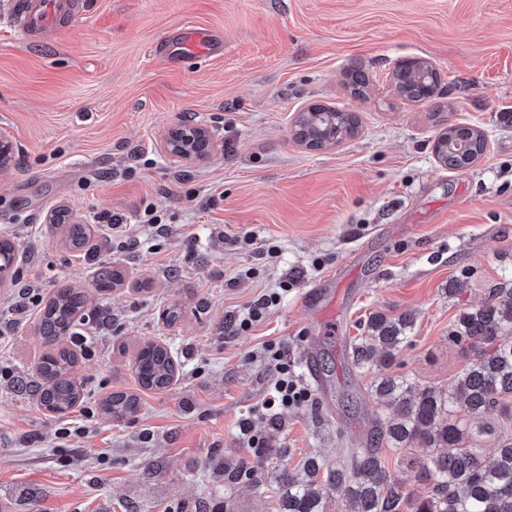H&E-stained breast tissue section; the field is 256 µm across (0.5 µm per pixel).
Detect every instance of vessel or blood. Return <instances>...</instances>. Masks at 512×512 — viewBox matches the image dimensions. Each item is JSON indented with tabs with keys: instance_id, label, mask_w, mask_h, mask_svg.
<instances>
[{
	"instance_id": "vessel-or-blood-1",
	"label": "vessel or blood",
	"mask_w": 512,
	"mask_h": 512,
	"mask_svg": "<svg viewBox=\"0 0 512 512\" xmlns=\"http://www.w3.org/2000/svg\"><path fill=\"white\" fill-rule=\"evenodd\" d=\"M84 9V0H9L8 26L24 38H48L59 26L74 21ZM156 52L172 64L189 63L223 54L224 40L214 29L179 26L160 43Z\"/></svg>"
}]
</instances>
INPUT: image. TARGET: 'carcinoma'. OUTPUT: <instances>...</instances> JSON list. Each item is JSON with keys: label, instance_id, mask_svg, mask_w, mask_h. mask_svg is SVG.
<instances>
[{"label": "carcinoma", "instance_id": "cac0c4a2", "mask_svg": "<svg viewBox=\"0 0 512 512\" xmlns=\"http://www.w3.org/2000/svg\"><path fill=\"white\" fill-rule=\"evenodd\" d=\"M335 123L338 138L354 132V120L345 112L335 113ZM455 137L470 140L469 151L451 165L465 169L483 154L485 140L468 127H448L447 138ZM66 229L70 247L85 246L84 225L68 224ZM120 281V272L110 266L97 270L96 285L102 291L112 290ZM83 305L81 292L61 288L37 327L42 343L51 348L38 368L43 380L40 401L47 409L68 410L80 399V388L71 376L74 354L58 343L77 335L75 317L84 314ZM412 326L407 314L393 319L372 316L368 321L372 336L353 344L352 362L362 373L381 372L374 392L394 407L395 414L378 419L374 435L392 449L427 451L418 477L429 484V494L416 499L404 495L374 449L342 448L341 462L334 467L320 456H310L297 473L282 472L280 512H324L318 485L323 471L330 487L357 479L347 512H512V438L501 442L491 462L470 442L471 434L481 433L491 414H512V282L493 289L484 305L462 313L455 323L451 341L471 352L472 359L446 395L384 373ZM134 367L139 384L147 389L165 388L174 377L167 349L152 343L138 351ZM138 408L136 395L125 392L113 393L100 404L101 412L113 420Z\"/></svg>", "mask_w": 512, "mask_h": 512}]
</instances>
